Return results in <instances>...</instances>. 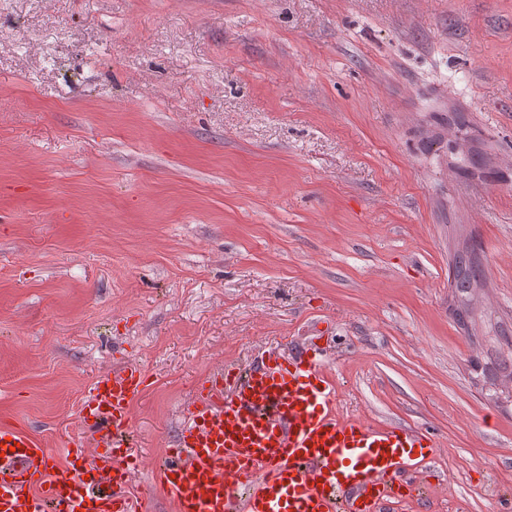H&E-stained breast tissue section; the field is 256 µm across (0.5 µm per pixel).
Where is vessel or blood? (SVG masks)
Wrapping results in <instances>:
<instances>
[{"mask_svg":"<svg viewBox=\"0 0 512 512\" xmlns=\"http://www.w3.org/2000/svg\"><path fill=\"white\" fill-rule=\"evenodd\" d=\"M147 381L134 364L97 380L81 405L83 436L57 454L1 422L0 512H134L130 409ZM183 419L153 475L176 512H386L437 453L409 427L339 419L317 349L225 369Z\"/></svg>","mask_w":512,"mask_h":512,"instance_id":"vessel-or-blood-1","label":"vessel or blood"}]
</instances>
